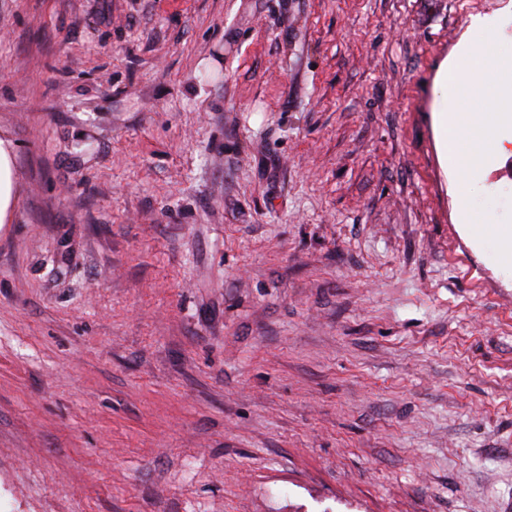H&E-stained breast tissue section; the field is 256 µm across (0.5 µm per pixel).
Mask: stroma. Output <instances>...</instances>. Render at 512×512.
Returning a JSON list of instances; mask_svg holds the SVG:
<instances>
[{
  "label": "stroma",
  "mask_w": 512,
  "mask_h": 512,
  "mask_svg": "<svg viewBox=\"0 0 512 512\" xmlns=\"http://www.w3.org/2000/svg\"><path fill=\"white\" fill-rule=\"evenodd\" d=\"M511 3L0 0V512H512L434 92ZM10 149L3 141H0V223L4 220L12 204L13 179H12Z\"/></svg>",
  "instance_id": "stroma-1"
}]
</instances>
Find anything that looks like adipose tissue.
Masks as SVG:
<instances>
[{
    "instance_id": "adipose-tissue-1",
    "label": "adipose tissue",
    "mask_w": 512,
    "mask_h": 512,
    "mask_svg": "<svg viewBox=\"0 0 512 512\" xmlns=\"http://www.w3.org/2000/svg\"><path fill=\"white\" fill-rule=\"evenodd\" d=\"M498 27L495 21L472 22L463 53L440 70L435 81V91L469 106L443 123L444 147L463 176L480 169L489 154H503L504 129L512 122V49L499 44ZM491 92L497 96L496 109L482 111Z\"/></svg>"
}]
</instances>
